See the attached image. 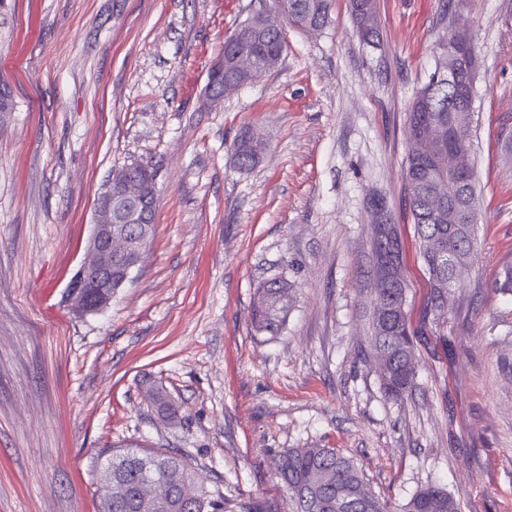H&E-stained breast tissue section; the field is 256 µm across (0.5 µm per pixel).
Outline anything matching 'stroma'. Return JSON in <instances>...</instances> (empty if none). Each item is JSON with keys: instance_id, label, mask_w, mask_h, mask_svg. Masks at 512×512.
Returning <instances> with one entry per match:
<instances>
[{"instance_id": "stroma-1", "label": "stroma", "mask_w": 512, "mask_h": 512, "mask_svg": "<svg viewBox=\"0 0 512 512\" xmlns=\"http://www.w3.org/2000/svg\"><path fill=\"white\" fill-rule=\"evenodd\" d=\"M379 46L348 0L318 32L288 28L279 67L217 106L203 94L224 39L258 0H6L0 82V512H99L112 445L182 455L232 512H286L272 453L335 448L391 506L436 484L462 512H512V0H378ZM470 27L477 259L447 315L423 319L428 275L403 176L407 109L435 43ZM258 134L238 170L234 140ZM156 173L154 237L102 312L67 285L114 170ZM404 245L420 328L415 388L386 398L359 357L374 273L372 197ZM283 278L278 335L256 287ZM165 388L163 417L147 388ZM250 140L251 136L245 135L235 145L234 157L240 168L253 167L259 160L255 153L260 157L264 152L265 144L261 139L253 138L251 142L253 150L250 146ZM288 283L282 279L267 281L257 288L252 322L258 332L278 335L288 318Z\"/></svg>"}]
</instances>
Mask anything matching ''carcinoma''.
I'll use <instances>...</instances> for the list:
<instances>
[{
	"mask_svg": "<svg viewBox=\"0 0 512 512\" xmlns=\"http://www.w3.org/2000/svg\"><path fill=\"white\" fill-rule=\"evenodd\" d=\"M349 4L359 36L369 43L380 39L376 0H349ZM330 6L331 0H271L270 11L285 16L300 29L318 30L329 22ZM245 29L254 32L248 43L254 58L269 71L278 66L287 43L262 15L252 12L224 39V77L211 78L214 83L227 87L235 80L239 35ZM433 137L452 145L461 171L474 169L469 114L459 115L455 125L450 123L446 80L424 84L408 109V152L403 175L410 188V210L420 239V255L427 267L432 261L426 252L429 241L436 236L448 238V225L453 223L447 213L432 217L431 212L421 210L419 202L420 197L436 189L440 178L434 161L419 153V140ZM250 140L251 136H243L234 149L236 162L244 169L258 162ZM447 192L478 211L476 188L462 176L448 183ZM453 247L460 258L477 255L476 225H456ZM394 292L405 295L407 288L359 289L368 311ZM288 311L286 281L273 279L257 288L251 313L257 331L278 335ZM368 319L370 334L364 358L372 361L379 351L387 355L386 364L375 368V372L385 395L402 400L415 386L416 371L408 363L416 358L414 338L418 331L412 329L406 312L396 316L385 331L378 329L373 315H368ZM106 461L112 462V496L101 493V512H142L137 488L152 477L165 475L177 478L171 485L170 507L166 512H225L224 497L211 496L204 487L195 486L192 467L174 453L125 445L112 451ZM275 470L291 502L290 512H391L389 503L372 490L362 471L334 448H287L275 454ZM397 512H460V507L445 489L429 485L416 490Z\"/></svg>",
	"mask_w": 512,
	"mask_h": 512,
	"instance_id": "obj_1",
	"label": "carcinoma"
}]
</instances>
